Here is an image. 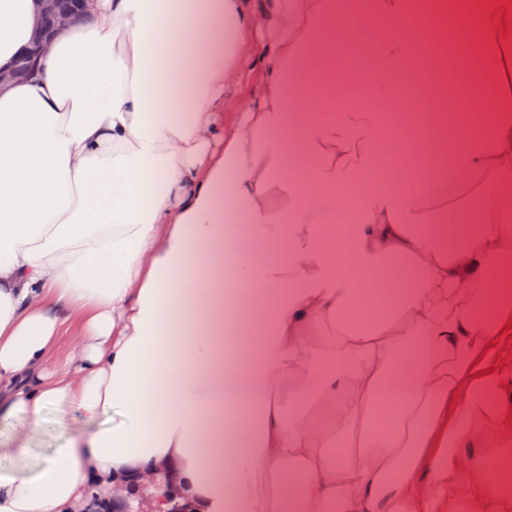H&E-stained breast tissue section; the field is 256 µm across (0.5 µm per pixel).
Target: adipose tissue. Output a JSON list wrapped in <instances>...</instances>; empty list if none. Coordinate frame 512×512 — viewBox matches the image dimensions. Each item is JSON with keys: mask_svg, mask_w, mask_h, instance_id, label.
I'll list each match as a JSON object with an SVG mask.
<instances>
[{"mask_svg": "<svg viewBox=\"0 0 512 512\" xmlns=\"http://www.w3.org/2000/svg\"><path fill=\"white\" fill-rule=\"evenodd\" d=\"M410 7L97 0L0 88V416L21 426L0 512H97L116 486L134 506L149 477L157 512L512 506V32L493 0H431L423 35ZM451 13L498 44L463 43L468 66L441 83ZM37 16L0 0V69ZM373 20L353 76L371 89L330 115L320 51ZM393 75L424 90L428 119ZM465 84L485 119L448 129ZM392 105L427 170L402 190L382 166ZM473 175L496 206L460 223L448 188ZM221 253L242 306L214 286ZM50 409L63 442L38 453Z\"/></svg>", "mask_w": 512, "mask_h": 512, "instance_id": "ef3b65f1", "label": "adipose tissue"}]
</instances>
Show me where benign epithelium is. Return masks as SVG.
I'll return each mask as SVG.
<instances>
[{
	"mask_svg": "<svg viewBox=\"0 0 512 512\" xmlns=\"http://www.w3.org/2000/svg\"><path fill=\"white\" fill-rule=\"evenodd\" d=\"M38 2L39 19L32 33L25 62L8 70L0 69V87L30 77L35 71L38 59L48 51L57 33L76 15L88 13L95 5V0H78L75 10L64 11L60 8L58 0H38Z\"/></svg>",
	"mask_w": 512,
	"mask_h": 512,
	"instance_id": "obj_1",
	"label": "benign epithelium"
}]
</instances>
